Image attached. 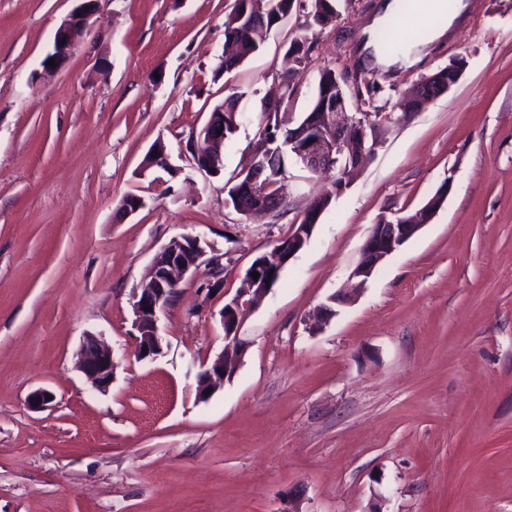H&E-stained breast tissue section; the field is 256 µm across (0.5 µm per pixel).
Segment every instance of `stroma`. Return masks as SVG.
Returning a JSON list of instances; mask_svg holds the SVG:
<instances>
[{
    "label": "stroma",
    "mask_w": 512,
    "mask_h": 512,
    "mask_svg": "<svg viewBox=\"0 0 512 512\" xmlns=\"http://www.w3.org/2000/svg\"><path fill=\"white\" fill-rule=\"evenodd\" d=\"M235 0H103L60 67L43 61L74 0H0V512H512V0H469L458 31L383 73L357 63L382 0H339L288 107L301 116L328 66L357 73L353 112L392 121L335 193L308 245L248 311L241 362L208 399L203 361L224 350L221 312L254 260L300 223L332 177L289 165L286 215L228 203L226 176L255 150L263 98L311 0L260 50L219 68ZM464 58L458 84L410 119L423 78ZM242 119L209 177L189 149L215 105ZM165 143L178 169L142 170ZM441 209L313 332L370 227ZM144 206L124 217L123 198ZM221 255L186 278L134 354L132 295L171 239ZM115 362L108 391L75 366L86 335ZM52 401L30 408L29 395Z\"/></svg>",
    "instance_id": "stroma-1"
}]
</instances>
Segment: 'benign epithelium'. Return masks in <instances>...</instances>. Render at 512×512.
I'll use <instances>...</instances> for the list:
<instances>
[{"mask_svg": "<svg viewBox=\"0 0 512 512\" xmlns=\"http://www.w3.org/2000/svg\"><path fill=\"white\" fill-rule=\"evenodd\" d=\"M101 0H79V5L61 22L56 30L53 49L48 58L61 64L78 48L88 29L89 20L99 12ZM466 68L462 57L453 60L444 75L445 89L449 90L461 79ZM430 77L416 86L406 98L409 118L425 103L440 96L433 87ZM380 121L373 112H350L343 99L325 112L314 113L307 121L297 126L288 136V145L293 147L290 155L295 163L309 174L322 170L336 169L344 173L342 187L349 185L350 176L359 167L364 157L375 151L378 145L376 131ZM202 148L197 156L208 157L221 149L224 136L214 131L210 125L201 132ZM153 166L169 173L176 172L163 144L152 150ZM265 167L263 161L254 160L241 173L246 188L253 197L248 205H238L242 215L271 213L273 207L266 195L265 185L260 183ZM448 192L444 185L426 204L421 216H401L394 220L380 219L371 225L369 234L361 249L358 263L350 272L356 287H363L374 275L377 267L391 254L410 240L441 207ZM321 217L319 201H314L307 209L303 224L293 225L287 237L279 240L274 247L255 260L242 278L235 296L224 303L221 322L224 328V342L239 351L243 347L239 336L241 319L245 309L265 295L273 286L275 278L282 274L289 262L310 241ZM207 266L216 274H221L223 265L220 256L212 253L207 241L198 236H182L172 239L157 254L152 263L149 280L132 297L134 327L137 331L135 353L140 360L152 359L161 351L162 338L159 334V315L175 302L181 283L194 275L201 266ZM258 273L254 278L252 273ZM350 296L334 294L329 303L319 306L314 312L310 328L319 329L336 314L333 305H346ZM77 368L99 391L107 390L112 384L114 361L112 349L97 338L86 339L77 355ZM236 370V358L221 354L212 361L201 365L198 374L197 394L201 399L209 396L224 379L231 377Z\"/></svg>", "mask_w": 512, "mask_h": 512, "instance_id": "benign-epithelium-1", "label": "benign epithelium"}]
</instances>
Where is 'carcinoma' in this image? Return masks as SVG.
<instances>
[{"instance_id": "1", "label": "carcinoma", "mask_w": 512, "mask_h": 512, "mask_svg": "<svg viewBox=\"0 0 512 512\" xmlns=\"http://www.w3.org/2000/svg\"><path fill=\"white\" fill-rule=\"evenodd\" d=\"M249 2L256 18L252 29L248 31L243 29L242 24L238 22L239 13L236 8L232 9L225 17V42H232L237 46L234 64L228 65L224 61L220 62V67L226 71L235 68L237 64H242L260 49L273 26L293 13L296 0H249ZM336 2L337 0H314L303 24L304 34L290 45V50L296 53L295 61L297 63L304 64L311 57L314 42L308 37L307 32L316 26L327 24L336 17ZM394 21L395 17H390L387 25L379 28L374 34V39L380 49L387 53L398 50L393 35ZM336 79L337 75L334 69L323 67L319 70L317 89L309 112L299 118L293 117L292 113L287 111V107L283 106L281 99L275 104L270 100L264 102L259 139L254 155L267 158L269 174L266 181L270 185L269 192L279 200L275 210L277 216L288 211L287 176L280 175L281 170L285 168L284 160L288 158V133L309 117V113L318 111L326 99L336 97ZM210 117L214 125L224 127V139L232 138L239 128L241 119L237 99L225 98L224 103L214 107Z\"/></svg>"}]
</instances>
